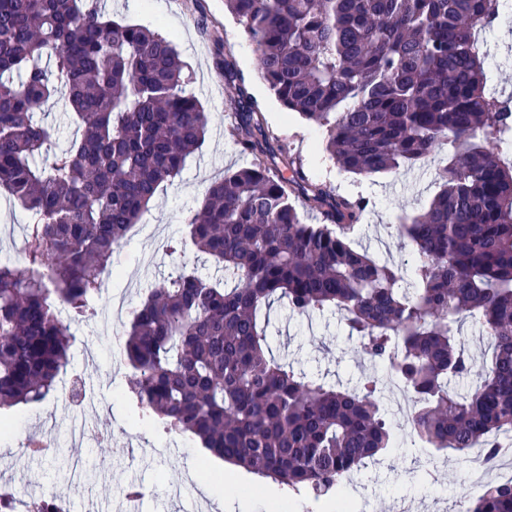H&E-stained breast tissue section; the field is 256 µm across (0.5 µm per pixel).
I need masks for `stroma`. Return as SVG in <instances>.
<instances>
[{"label": "stroma", "instance_id": "1", "mask_svg": "<svg viewBox=\"0 0 512 512\" xmlns=\"http://www.w3.org/2000/svg\"><path fill=\"white\" fill-rule=\"evenodd\" d=\"M116 20L160 29L174 42L194 77L193 90L210 116L209 130L198 152L184 170L165 185L142 214L145 233L129 239L112 255L113 267L122 269L121 281L106 280L97 300L95 320L73 324L69 371L77 373L91 395L89 404L74 406L64 391L47 402L18 406L0 417L10 424L0 434V485L14 486L18 497L31 500L50 490L78 486L66 512H116L129 486H139L141 512H225L224 501L245 495L258 499L287 495L295 512H322L321 501L311 493L288 492L269 479L242 470L236 478L225 476L221 460L206 456L199 440L188 434L138 431L137 409L124 397L122 383L131 375L123 356L113 348L123 335L132 310L173 272L175 266L193 267V252L169 255L167 244L184 231V221L202 199L209 181L225 170L247 163L226 134L227 100L235 93L224 80L218 52L231 54L243 73L246 87L263 105L266 128L285 140L303 160L307 176L327 182L344 196L360 195L370 208L357 241L369 252L405 265L411 254L401 246L395 227L401 217L428 204L437 187L433 183L438 151L424 166L409 171L362 177L346 173L328 160L317 146L318 132L285 112L269 95L257 75V52L243 28L224 10V0H106ZM489 88L497 96L512 95V10L506 12L497 33L486 37ZM31 218L0 193V261L19 264L20 249ZM276 332L271 341L275 356L301 365L329 380L355 382L360 372L374 365L351 339L339 316L316 314L298 317L276 306L270 312ZM96 414L99 430L111 433L118 455L102 456L97 444L79 440L74 426ZM51 430L57 443L53 454L28 456L26 439ZM471 476L450 452H438L411 442L407 431L397 433L393 455L356 470L351 482L334 495V512L351 493L361 494V512H452ZM207 481L217 487L222 500L206 497L199 489Z\"/></svg>", "mask_w": 512, "mask_h": 512}]
</instances>
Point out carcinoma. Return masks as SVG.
<instances>
[{"instance_id": "cac0c4a2", "label": "carcinoma", "mask_w": 512, "mask_h": 512, "mask_svg": "<svg viewBox=\"0 0 512 512\" xmlns=\"http://www.w3.org/2000/svg\"><path fill=\"white\" fill-rule=\"evenodd\" d=\"M287 111L317 125L341 170H411L440 144L438 191L401 219L411 275L354 242L369 208L310 180L235 62L229 136L249 165L211 180L189 245L219 274L182 270L132 311L124 356L139 419L189 433L224 462L315 496L395 447L376 377L329 382L272 355L275 302L338 312L363 354L403 384L424 444L492 466L512 434V97L487 88L479 37L504 0H224ZM162 33L112 20L99 0H0V189L36 228L23 269L0 262V409L41 403L70 361V325L97 314L112 255L203 143L208 117ZM63 101L78 127L52 152L37 109ZM320 216L305 222L302 210ZM490 339L480 383L466 321ZM462 512H512V482Z\"/></svg>"}]
</instances>
